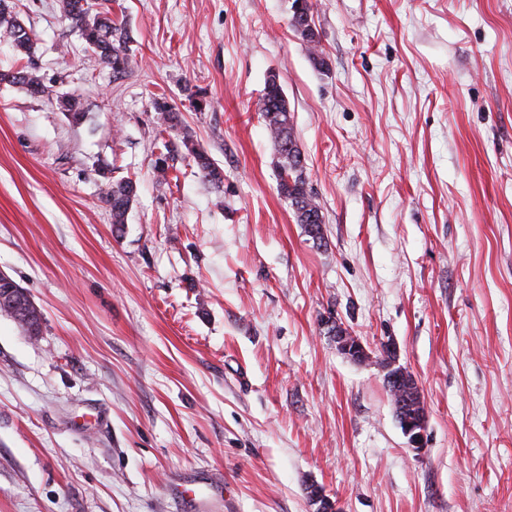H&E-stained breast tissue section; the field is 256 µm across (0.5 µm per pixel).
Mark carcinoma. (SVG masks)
Wrapping results in <instances>:
<instances>
[{
    "mask_svg": "<svg viewBox=\"0 0 512 512\" xmlns=\"http://www.w3.org/2000/svg\"><path fill=\"white\" fill-rule=\"evenodd\" d=\"M109 0H58L62 16L69 21L85 45L87 60L92 68H108L115 78H122L137 64L130 48L131 37L124 23L114 18ZM290 26L300 34L310 47L312 54L320 59V41L314 30L301 27L297 16L290 19ZM0 38L8 42L13 50L26 58V65L14 72L0 73V81L19 85L32 97L52 95L38 74L35 61L36 35L19 19L12 0H0ZM60 110L78 123L84 118L81 99L73 94L56 95ZM154 110L164 115L167 129L174 130L180 124L179 109L164 98H156ZM259 112L275 146V167L278 171L277 190L294 206L296 223L316 240L323 239L324 224L322 209L317 198L308 188L305 159L293 133L292 115L284 96L278 76H268L259 101ZM182 146L192 157L197 167L209 182L220 186L224 182V171L188 135L182 136ZM101 191L112 215L113 228L121 230L126 224L127 214L137 196V183L131 178L114 179L101 173Z\"/></svg>",
    "mask_w": 512,
    "mask_h": 512,
    "instance_id": "cac0c4a2",
    "label": "carcinoma"
}]
</instances>
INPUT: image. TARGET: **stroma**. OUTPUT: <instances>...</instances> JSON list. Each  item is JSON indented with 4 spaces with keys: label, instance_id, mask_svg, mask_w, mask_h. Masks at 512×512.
I'll return each instance as SVG.
<instances>
[{
    "label": "stroma",
    "instance_id": "1",
    "mask_svg": "<svg viewBox=\"0 0 512 512\" xmlns=\"http://www.w3.org/2000/svg\"><path fill=\"white\" fill-rule=\"evenodd\" d=\"M139 64L88 71L57 0H14L49 89L0 82V512H512V0H117ZM276 74L323 240L277 191ZM199 92L205 107L188 110ZM223 169L157 183L153 101ZM138 182L114 231L101 173ZM334 316L371 359H347ZM414 376V454L382 342ZM293 1L294 2H296V1L302 2V13L301 14L302 15L310 16L312 18V21H313V13H312L313 6H312L310 0H293ZM294 2H292L293 7L291 5V9L294 12H297L298 15H299L300 14V11H299L300 4L298 2L297 3H294ZM293 11H292L291 19H290V26L296 32H298L300 34V36L302 37L303 40H305L309 44V47H310V50H311L312 54H314L317 58L319 57L320 58L319 63L321 65H323L324 64V59L321 57V53L319 52L320 40H319V37H318V40H317L318 33H316L315 29H313V24H312L310 18L306 19L304 25H307L308 28H312L313 30L307 31L306 29H303L301 27V23L297 20V16H295Z\"/></svg>",
    "mask_w": 512,
    "mask_h": 512
}]
</instances>
